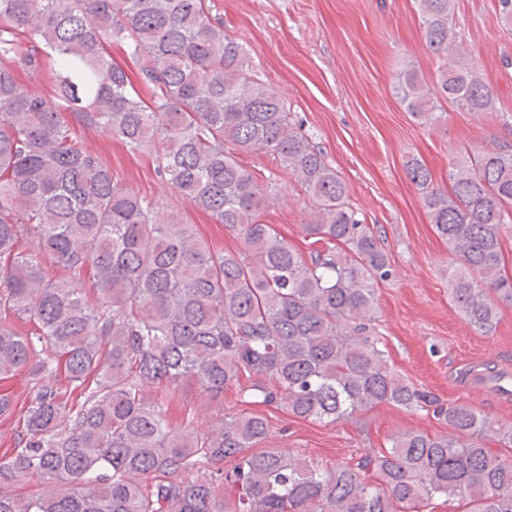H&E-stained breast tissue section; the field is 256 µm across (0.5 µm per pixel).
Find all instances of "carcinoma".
Returning <instances> with one entry per match:
<instances>
[{
	"instance_id": "carcinoma-1",
	"label": "carcinoma",
	"mask_w": 512,
	"mask_h": 512,
	"mask_svg": "<svg viewBox=\"0 0 512 512\" xmlns=\"http://www.w3.org/2000/svg\"><path fill=\"white\" fill-rule=\"evenodd\" d=\"M417 2L428 50L448 54L453 0ZM114 45L147 95L112 60ZM47 66L51 99L24 80ZM396 89L413 118L432 124L445 117L442 99L496 110L493 88L464 66L439 67L432 88L403 70ZM66 112L132 152L158 147L161 172L236 233L238 250L216 253L189 225L160 222L82 146ZM254 151L307 192L309 256L261 222L269 186L236 158ZM405 169L454 257L450 302L492 332L496 300L512 302L501 241L512 224V143L459 148L447 188L417 158ZM48 260L67 275L50 277ZM391 274L347 183L252 78L247 51L206 0H0V379L32 373L26 433L0 454V512H424L436 498L512 512V462L484 447L494 437L511 448L512 427L470 406L445 412L454 438L406 430L355 468L322 470L250 452L269 437L260 414L176 431L145 392L164 381L215 395L237 385L329 422L385 403L422 408L431 399L369 334L374 283ZM13 317L37 330L20 333ZM60 368L63 388L50 383ZM228 458L231 469L218 467ZM369 467L366 483L356 469ZM28 478L50 490L24 491Z\"/></svg>"
}]
</instances>
